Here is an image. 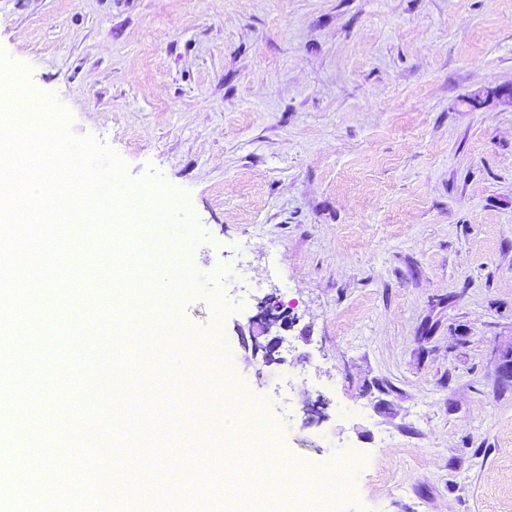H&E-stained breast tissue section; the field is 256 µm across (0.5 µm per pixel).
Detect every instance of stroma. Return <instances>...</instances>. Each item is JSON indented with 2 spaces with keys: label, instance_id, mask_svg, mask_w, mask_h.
<instances>
[{
  "label": "stroma",
  "instance_id": "stroma-1",
  "mask_svg": "<svg viewBox=\"0 0 512 512\" xmlns=\"http://www.w3.org/2000/svg\"><path fill=\"white\" fill-rule=\"evenodd\" d=\"M0 53L165 189L153 252L197 277L167 346L213 403L173 440L223 447L241 394L346 473L291 512H512V105L468 103L512 87V0H0Z\"/></svg>",
  "mask_w": 512,
  "mask_h": 512
}]
</instances>
